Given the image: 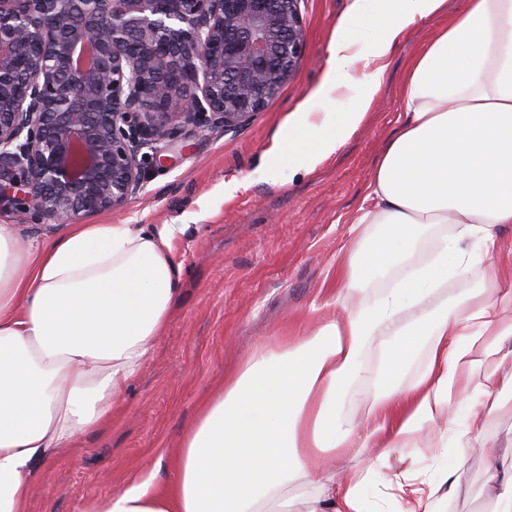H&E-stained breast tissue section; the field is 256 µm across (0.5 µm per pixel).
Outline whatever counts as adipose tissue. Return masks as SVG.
Masks as SVG:
<instances>
[{
  "label": "adipose tissue",
  "mask_w": 512,
  "mask_h": 512,
  "mask_svg": "<svg viewBox=\"0 0 512 512\" xmlns=\"http://www.w3.org/2000/svg\"><path fill=\"white\" fill-rule=\"evenodd\" d=\"M446 0H354L330 45L320 88L357 91L351 112H302L267 166L312 171L352 136L372 108L382 61L406 28ZM371 32L364 50L357 36ZM406 119L375 162L352 222L342 264L345 314L297 341L257 349L206 404L184 435L175 478L133 484L101 512H289L288 488L318 489L310 512H372L374 466L338 471L366 449L414 447L423 432L459 427L449 458L425 478L405 470L386 482L391 512H433L450 498L483 413L512 387V290L472 289L453 308L433 297L448 282V250L412 264L431 224L456 240L495 250L492 228L512 224V0H464L410 60ZM379 232H372V225ZM181 224H61L29 237L0 224V512H25L32 466L104 425L112 403L151 357L176 297L170 243ZM402 264L393 285L364 295L359 275ZM431 331L428 362L407 389L372 390L364 354L389 337L385 373L414 353L418 327ZM359 388L362 419L341 411Z\"/></svg>",
  "instance_id": "obj_1"
}]
</instances>
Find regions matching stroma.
Returning a JSON list of instances; mask_svg holds the SVG:
<instances>
[{"label":"stroma","mask_w":512,"mask_h":512,"mask_svg":"<svg viewBox=\"0 0 512 512\" xmlns=\"http://www.w3.org/2000/svg\"><path fill=\"white\" fill-rule=\"evenodd\" d=\"M353 0H301L303 57L278 97L234 133L188 126L177 131L161 165L148 166L144 188L127 208L92 216L95 224H182L171 242L181 265L177 296L151 360L112 407V419L34 464L26 512H81L88 503L132 482L163 485L177 471V450L202 406L219 396L224 380L260 344L275 347L305 335L319 320L340 317L345 294L337 277L352 247L351 220L363 206L374 164L405 120L403 75L411 57L463 0H447L432 19L409 26L386 60L365 121L310 173L281 169L256 181L299 112L352 111L355 93L322 99L329 45ZM236 184L225 194L226 184ZM449 273L439 299L482 287L486 262L465 240L449 251ZM484 416L445 512H484L480 490L488 451L512 465V390ZM441 450L433 439L395 448L384 476L406 468L430 475Z\"/></svg>","instance_id":"stroma-1"}]
</instances>
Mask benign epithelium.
Instances as JSON below:
<instances>
[{
	"label": "benign epithelium",
	"mask_w": 512,
	"mask_h": 512,
	"mask_svg": "<svg viewBox=\"0 0 512 512\" xmlns=\"http://www.w3.org/2000/svg\"><path fill=\"white\" fill-rule=\"evenodd\" d=\"M300 2L0 0V197L53 224L127 207L175 130L233 132L278 95Z\"/></svg>",
	"instance_id": "obj_1"
}]
</instances>
